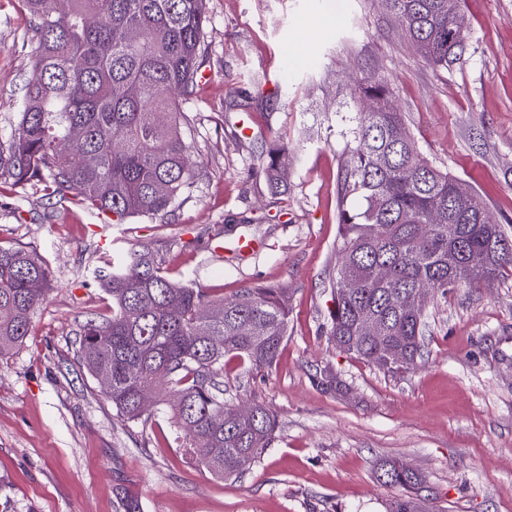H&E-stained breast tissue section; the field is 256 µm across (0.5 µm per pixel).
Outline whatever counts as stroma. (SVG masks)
Masks as SVG:
<instances>
[{"instance_id":"1","label":"stroma","mask_w":512,"mask_h":512,"mask_svg":"<svg viewBox=\"0 0 512 512\" xmlns=\"http://www.w3.org/2000/svg\"><path fill=\"white\" fill-rule=\"evenodd\" d=\"M462 63H424L379 0H208L205 76L182 110L196 162L189 194L163 216L113 223L0 172V244L36 250L51 286L25 345L0 360V512H388L387 460L425 477L433 512H512V269L433 295L424 353L391 373L336 350L326 333L338 260L337 181L353 73L385 79L426 160L486 203L512 234V0H461ZM30 18L0 0V135L35 76ZM288 146L287 189L259 156ZM258 243L242 256L240 238ZM151 245L165 274L212 297L288 291L276 364L228 359L234 405L279 422L235 482L184 455L167 415L129 422L79 365L78 325L108 312L92 271L114 249ZM223 245V254L213 251ZM336 375L343 390L322 385Z\"/></svg>"}]
</instances>
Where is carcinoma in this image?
I'll return each instance as SVG.
<instances>
[{
	"instance_id": "cac0c4a2",
	"label": "carcinoma",
	"mask_w": 512,
	"mask_h": 512,
	"mask_svg": "<svg viewBox=\"0 0 512 512\" xmlns=\"http://www.w3.org/2000/svg\"><path fill=\"white\" fill-rule=\"evenodd\" d=\"M21 2L32 23L37 76L24 85L16 124L0 140V170L17 184L42 186L59 203L75 200L118 221L168 213L195 176L181 102L206 63L207 0H68L64 12L55 0ZM387 2L426 63L446 68L461 59L459 0ZM90 18L95 25H87ZM350 96L365 107L338 177L342 231L329 336L336 349L400 372L424 348L423 315L406 313L401 300L420 288L444 293L491 281L512 267V250L479 266L461 256L448 268V252L478 251L507 234L479 195L456 197L457 179L421 155L388 82L362 72ZM260 162L272 188L285 186L288 147L273 142ZM379 266L388 272L384 281L372 277ZM94 275L112 314L80 325L79 364L95 381H110L104 394L123 419L167 413L198 465L226 481L241 478L271 446L278 421L261 404L246 418L237 414L224 399V366L233 357L252 370L271 369L288 331L285 290L247 288V304L216 299L168 279L147 245L113 254ZM33 281L40 283L36 293ZM49 281L36 251L0 245L1 359L24 346ZM203 307L211 311L206 321ZM370 318L380 325L373 338L363 332ZM397 350L400 364L392 360ZM144 390L154 394L149 408L140 402ZM379 470L403 490L389 512H427L418 498L422 473L396 461Z\"/></svg>"
}]
</instances>
